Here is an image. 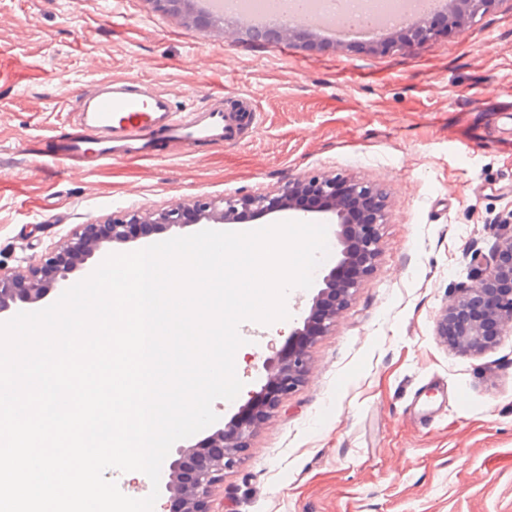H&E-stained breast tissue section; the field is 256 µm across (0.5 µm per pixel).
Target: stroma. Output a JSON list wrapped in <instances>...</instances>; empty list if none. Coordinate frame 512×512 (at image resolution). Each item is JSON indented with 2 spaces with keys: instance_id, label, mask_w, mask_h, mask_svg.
<instances>
[{
  "instance_id": "1",
  "label": "stroma",
  "mask_w": 512,
  "mask_h": 512,
  "mask_svg": "<svg viewBox=\"0 0 512 512\" xmlns=\"http://www.w3.org/2000/svg\"><path fill=\"white\" fill-rule=\"evenodd\" d=\"M238 23L202 33L147 0H0V264L40 265L80 224L292 176L372 184L387 204L373 269L213 497L224 512H512V335L464 355L435 332L473 255L512 222V0L385 54L311 28L235 43ZM113 76L149 81L179 110L223 90L241 130L164 158L35 172L83 89ZM328 268L291 295L288 328L262 325L237 351L244 390L214 402L220 422L260 388Z\"/></svg>"
}]
</instances>
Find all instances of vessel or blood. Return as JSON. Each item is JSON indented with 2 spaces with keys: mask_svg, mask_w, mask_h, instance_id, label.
<instances>
[{
  "mask_svg": "<svg viewBox=\"0 0 512 512\" xmlns=\"http://www.w3.org/2000/svg\"><path fill=\"white\" fill-rule=\"evenodd\" d=\"M208 99V107L183 114L175 110L171 95L138 80H99L47 155L74 164L88 156L102 163L119 157L152 159L158 133L170 147L223 142L231 137L235 118L224 110L223 93Z\"/></svg>",
  "mask_w": 512,
  "mask_h": 512,
  "instance_id": "b4317fda",
  "label": "vessel or blood"
}]
</instances>
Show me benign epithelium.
<instances>
[{
    "label": "benign epithelium",
    "mask_w": 512,
    "mask_h": 512,
    "mask_svg": "<svg viewBox=\"0 0 512 512\" xmlns=\"http://www.w3.org/2000/svg\"><path fill=\"white\" fill-rule=\"evenodd\" d=\"M494 0H459L460 7L453 13L417 17L416 23L404 29V39L383 47L389 52L402 47L418 46L430 42L450 29L461 30L467 22L483 15ZM153 9L163 15L181 18L197 29H205L209 19L195 12L192 0H149ZM363 198L373 207L371 226L386 221L385 200L380 191L364 182L350 180L344 176L290 177L276 190L257 194H226L219 201L198 202L196 222L232 223L237 213L244 209L254 218H264L280 211H292L299 218L310 220L323 218L336 224L339 259L323 277L324 288L312 299L308 314L302 317V326L293 330L288 343L304 342V345L288 352L280 351L263 364L266 380L279 385L278 397L267 398V387L252 391L241 410L249 413L262 411L257 420L238 415L224 427L193 446L179 449V458L169 466L168 503L177 505L172 512H218L213 506L212 492L224 478V470L235 466L240 453L255 428L277 407L280 397L303 381L309 371L307 344L315 337L328 332L336 321V315L345 306L360 281L370 270L379 253L376 231L362 234L358 241L352 236L358 231L353 225L346 194ZM185 207L176 206L159 214V223L166 228L185 227ZM141 222V215L129 214L121 221L107 224L108 232H99L98 224H81L71 234L60 250L50 254L41 265L32 267L23 274L0 265V314L12 306L35 304L44 300L51 291L61 292L77 273L93 270L89 260L106 251L111 244L131 242L129 225ZM497 235L501 238L499 249L489 255L473 256L478 274L464 295L447 306L436 319V335L443 339L454 336L453 345L463 354L480 351L488 342L482 322L464 321L458 314L469 305L484 298L486 290L502 277L512 279V225L500 224ZM496 322L497 335L512 333V289L499 294L497 305L490 312Z\"/></svg>",
    "instance_id": "1"
}]
</instances>
